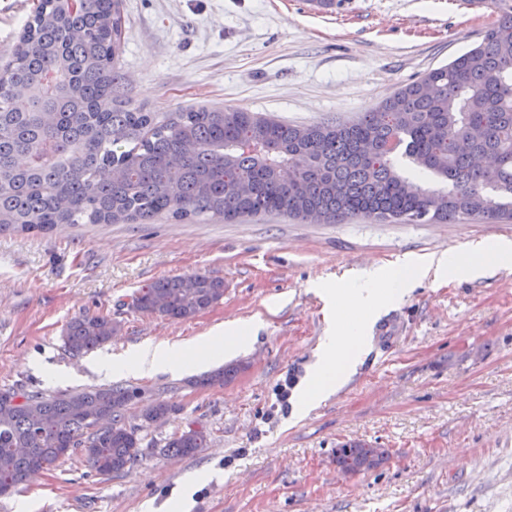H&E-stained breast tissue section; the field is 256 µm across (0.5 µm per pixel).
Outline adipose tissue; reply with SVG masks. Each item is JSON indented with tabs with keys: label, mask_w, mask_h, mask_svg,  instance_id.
I'll return each instance as SVG.
<instances>
[{
	"label": "adipose tissue",
	"mask_w": 512,
	"mask_h": 512,
	"mask_svg": "<svg viewBox=\"0 0 512 512\" xmlns=\"http://www.w3.org/2000/svg\"><path fill=\"white\" fill-rule=\"evenodd\" d=\"M485 264L512 269V245L478 244L391 271L373 266L337 287L324 289L332 329L324 337L319 359L300 392V411L328 398L345 381L364 349L367 321L383 305L401 299L421 276L432 273L439 279H455ZM249 335V329L241 325L219 326L186 342H150L120 359L104 355L94 359L91 366L105 379L115 374L150 377L161 372L192 370L223 360L247 342Z\"/></svg>",
	"instance_id": "1"
}]
</instances>
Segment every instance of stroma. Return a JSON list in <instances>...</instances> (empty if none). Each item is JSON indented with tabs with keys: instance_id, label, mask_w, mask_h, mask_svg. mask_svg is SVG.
Wrapping results in <instances>:
<instances>
[{
	"instance_id": "35a3bbf8",
	"label": "stroma",
	"mask_w": 512,
	"mask_h": 512,
	"mask_svg": "<svg viewBox=\"0 0 512 512\" xmlns=\"http://www.w3.org/2000/svg\"><path fill=\"white\" fill-rule=\"evenodd\" d=\"M37 0H0L7 61ZM512 0H123L121 89L149 112L232 106L296 124L346 122L482 40ZM480 242L512 243V222L328 224L264 214L227 224L161 217L149 224L63 225L0 234V390L64 391L123 385L140 393L126 415L142 450L129 472L102 475L74 452L0 496V512H170L199 474L211 479L190 512H512V271L418 280L367 328L349 379L306 415L298 393L330 314L316 288L362 269L420 263ZM203 274L224 296L173 321L136 311L145 286ZM111 317L100 353L185 342L232 321L253 327L225 356L234 375L195 386V373L106 380L91 354L63 347L75 317ZM394 322L395 336H378ZM61 373L60 382L45 378ZM287 398H280V391ZM171 411L158 426L139 413ZM207 430L192 457L167 440ZM361 441L388 451L375 469L341 473L334 451Z\"/></svg>"
}]
</instances>
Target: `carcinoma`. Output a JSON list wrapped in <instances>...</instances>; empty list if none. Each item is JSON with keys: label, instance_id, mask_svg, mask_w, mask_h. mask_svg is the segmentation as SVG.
Instances as JSON below:
<instances>
[{"label": "carcinoma", "instance_id": "cac0c4a2", "mask_svg": "<svg viewBox=\"0 0 512 512\" xmlns=\"http://www.w3.org/2000/svg\"><path fill=\"white\" fill-rule=\"evenodd\" d=\"M122 0H39L0 68V233L50 232L63 224L146 223L211 217L233 223L258 213L329 223L364 216L382 222L448 223L467 217L512 220V12L482 42L402 86L350 123L299 126L226 106L146 112L116 90ZM446 184L422 188L400 173ZM224 297V281L193 276L156 281L132 307L187 320ZM112 319H72L65 349L79 355L112 340ZM222 368L195 381L222 383ZM138 398L122 385L46 396L0 391V487L17 488L60 450L84 451L98 473L130 470L139 439L119 411ZM169 406L147 405L163 421ZM207 433L189 428L166 452L190 456ZM20 448L31 453L21 454ZM382 448L336 449L345 473L377 467Z\"/></svg>", "mask_w": 512, "mask_h": 512}]
</instances>
